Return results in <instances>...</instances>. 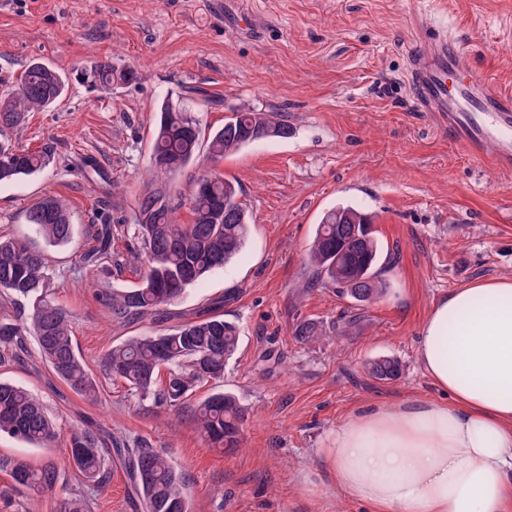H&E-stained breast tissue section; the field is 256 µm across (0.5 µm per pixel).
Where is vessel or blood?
I'll return each instance as SVG.
<instances>
[{"instance_id":"obj_1","label":"vessel or blood","mask_w":512,"mask_h":512,"mask_svg":"<svg viewBox=\"0 0 512 512\" xmlns=\"http://www.w3.org/2000/svg\"><path fill=\"white\" fill-rule=\"evenodd\" d=\"M408 78L417 108L447 125L459 146L491 150L500 167L512 169V93L493 88L454 37L433 35L410 57Z\"/></svg>"}]
</instances>
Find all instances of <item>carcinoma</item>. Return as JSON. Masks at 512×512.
<instances>
[{"mask_svg":"<svg viewBox=\"0 0 512 512\" xmlns=\"http://www.w3.org/2000/svg\"><path fill=\"white\" fill-rule=\"evenodd\" d=\"M83 79L102 92L132 81L135 72L112 64L109 58L94 62ZM65 79L54 69L31 64L12 92L0 97V134L24 124L28 113L57 101ZM267 126L274 136L286 138L289 126L269 113L240 107L210 138L208 157L217 163L251 143V130ZM199 123L190 112L167 101L156 114L151 148V180L154 185L138 201L134 233L141 239L146 265L140 287L112 297V315L136 319L157 312L177 300L186 289L214 269L223 267L242 249L250 233L246 208L236 185L212 171L198 178L189 195L191 221L179 223V204L171 194L169 179L181 172L198 153ZM52 151H26L0 143V182L44 170ZM28 223L48 243L65 244L73 224L62 201L48 196L27 215ZM371 216L353 207H338L325 214L309 252L310 276L304 288L329 284L357 302H371L385 293L386 284L374 271L378 243L369 230ZM97 261L112 257V226L97 233ZM52 276L45 255L25 239H0V295L28 308L8 321H0V364L4 353L32 336L53 373L75 393L92 398L97 382L76 352L66 311L47 299ZM303 343L323 336L316 322L303 319L292 329ZM240 333L222 315H210L150 336L132 337L112 346L104 357V370L124 380L141 397L171 409L180 408L193 388L224 376L235 354ZM170 368L168 382L157 387L159 369ZM367 372L377 380L392 381L403 372L395 357L369 361ZM197 429L214 445L232 451L241 445L244 411L229 392H218L192 409ZM42 446L58 438L54 422L41 401L26 388L0 381V435ZM68 459L77 475L89 485L105 483L107 460L115 454L128 460L134 490L143 512H192L181 471L162 449L124 443L104 448L92 433L76 431L68 439ZM13 482L38 494H50L59 482V468L52 459L33 466L23 459L7 463Z\"/></svg>","mask_w":512,"mask_h":512,"instance_id":"cac0c4a2","label":"carcinoma"}]
</instances>
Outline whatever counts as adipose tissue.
<instances>
[{"mask_svg": "<svg viewBox=\"0 0 512 512\" xmlns=\"http://www.w3.org/2000/svg\"><path fill=\"white\" fill-rule=\"evenodd\" d=\"M417 359L439 399L356 407L324 450L338 494L364 512H512V278L435 301Z\"/></svg>", "mask_w": 512, "mask_h": 512, "instance_id": "obj_1", "label": "adipose tissue"}]
</instances>
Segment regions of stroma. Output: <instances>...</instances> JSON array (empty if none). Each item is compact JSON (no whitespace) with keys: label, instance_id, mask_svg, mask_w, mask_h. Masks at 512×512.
<instances>
[{"label":"stroma","instance_id":"stroma-1","mask_svg":"<svg viewBox=\"0 0 512 512\" xmlns=\"http://www.w3.org/2000/svg\"><path fill=\"white\" fill-rule=\"evenodd\" d=\"M447 30L498 89L512 90V0H0V91L33 62L69 76L61 99L30 113L6 137L37 151L45 171L0 183V236L35 241L53 271L49 297L68 314L96 398L77 395L42 359L34 338L0 367L46 406L60 441L36 448L0 435V461L53 457L56 491L33 497L0 469V512H59L72 495L91 512H139L120 462L109 483H81L65 438L89 429L167 450L185 477L193 512H360L342 501L324 464L332 431L359 403L398 404L434 390L416 355L431 304L479 278L512 277V173L491 156L470 158L413 103L407 55ZM135 70L106 94L75 79L102 58ZM194 113L202 140L247 106L277 115L292 133L242 147L217 164L198 156L173 182L183 189L209 169L237 184L251 224L239 255L212 271L164 316L113 317L114 294L140 284L128 263L137 200L148 180L155 114L165 100ZM63 200L74 233L63 246L37 237L29 208ZM339 206L374 219L386 292L359 303L336 288H305L308 249L322 217ZM112 227V261L84 262L96 225ZM220 314L240 330L223 378L196 386L179 410L139 400L108 378L112 345ZM333 340L303 344L301 319ZM402 376L369 377L379 356ZM233 393L245 412L243 446L211 445L191 409Z\"/></svg>","mask_w":512,"mask_h":512}]
</instances>
